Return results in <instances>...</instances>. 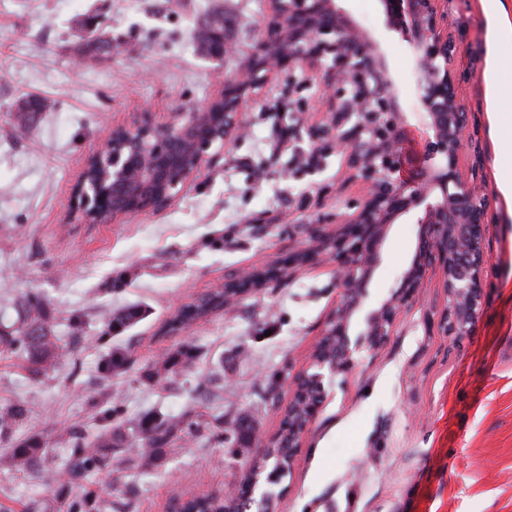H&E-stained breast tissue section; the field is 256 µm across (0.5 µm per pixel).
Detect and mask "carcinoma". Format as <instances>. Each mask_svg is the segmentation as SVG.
Instances as JSON below:
<instances>
[{
  "mask_svg": "<svg viewBox=\"0 0 512 512\" xmlns=\"http://www.w3.org/2000/svg\"><path fill=\"white\" fill-rule=\"evenodd\" d=\"M224 38V23L216 19L206 24L199 34V49L208 58L219 57V45ZM83 49L89 53H112V37L97 30L95 35L86 37ZM50 110L47 101L40 97H25L17 105L15 128L27 129L41 118L42 113ZM224 287L210 293L209 298L193 305V309L175 315L168 323L173 331L186 328L194 320L207 315L224 303ZM149 315L144 306H134L113 315L107 327V333L113 334L130 328ZM55 317L49 303L34 295H25L18 304V325H0V350L16 355L24 362L25 370L34 379H40L54 370L60 363L62 354L55 330ZM196 347L191 342L165 353L152 369L143 373L147 383H159L174 378L194 358ZM131 366L130 355L114 349L103 360L101 370L105 377L119 376ZM29 408L22 402H16L0 409V446L8 449L14 466L20 469L36 468L48 483L61 484L64 479L43 466V440L29 436H18L24 425ZM97 434L89 439L82 434L74 436L69 465L64 473L73 479L85 478L106 466L114 448L132 447L138 449L140 459L152 463L159 459L163 450L172 446L175 425L165 416L156 412H147L134 420L116 423L112 415V406H107L97 416ZM255 428L252 421L243 418L231 428L232 441L245 443L252 439ZM290 471L288 449L276 448L274 455L255 459L250 464L248 480L255 483L261 475H266L268 483L282 478ZM262 512V499L244 498L238 502H228L223 495H204L191 497L182 502L178 512ZM70 512H101V504L94 494H87L72 503Z\"/></svg>",
  "mask_w": 512,
  "mask_h": 512,
  "instance_id": "cac0c4a2",
  "label": "carcinoma"
}]
</instances>
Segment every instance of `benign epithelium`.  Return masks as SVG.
I'll use <instances>...</instances> for the list:
<instances>
[{
    "label": "benign epithelium",
    "instance_id": "1",
    "mask_svg": "<svg viewBox=\"0 0 512 512\" xmlns=\"http://www.w3.org/2000/svg\"><path fill=\"white\" fill-rule=\"evenodd\" d=\"M390 22L407 36L415 53L418 113L426 137L427 160L445 165L408 169L404 141L408 121L380 44L363 33L339 0H270L274 33L262 38L245 66L224 79V89L206 104L174 112L159 124L144 117L131 127L115 126L85 159L71 188L69 224H110L167 206L174 190L190 182L208 150L243 129L241 108L254 90L287 65H298L334 88L318 130H330L345 157L348 178L362 186L363 200L336 218V232L316 229L311 241L288 254V261L254 267L224 281L237 297L255 291L267 277L285 269L324 261L336 265L341 300L325 322L308 368L293 378L288 402V460L294 462L302 439L327 398L325 380L345 375L354 353L380 349L401 311L412 305L431 271L439 274L445 307L438 328L445 336H468L480 316L490 268L486 241L495 224L491 202L463 166L468 112L456 71L460 51L448 28L447 0H382ZM413 214L417 250L391 296L365 309L367 288L381 261L390 224ZM364 328L350 337L354 316ZM304 420L293 421L299 403Z\"/></svg>",
    "mask_w": 512,
    "mask_h": 512
}]
</instances>
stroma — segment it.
I'll use <instances>...</instances> for the list:
<instances>
[{"label": "stroma", "mask_w": 512, "mask_h": 512, "mask_svg": "<svg viewBox=\"0 0 512 512\" xmlns=\"http://www.w3.org/2000/svg\"><path fill=\"white\" fill-rule=\"evenodd\" d=\"M360 30L379 41L399 104L418 129L414 56L387 30L380 0H343ZM223 14L234 53L204 57L198 34ZM94 17L115 49L80 51L77 20ZM271 20L268 0H0V322L13 323L23 295L53 308L66 353L47 377L28 379L16 356L0 352V407L30 409L22 435L42 438L49 467L70 458V435L96 431L90 392L111 390L118 421L156 411L179 425L178 444L144 468L135 449L69 487L50 485L9 464L0 447V504L15 512H69L84 488L109 512H173L175 499L224 493L279 429L289 384L307 366L325 321L341 298L328 266L267 283L232 310L214 311L171 335L163 327L184 304L239 269L284 261L313 229L333 231L363 194L341 178L334 137L311 121L326 89L302 69L268 81L243 108V133L209 152L173 202L109 224L65 221L71 186L85 157L113 125L143 113L159 123L217 95L244 66ZM448 25L461 43L457 72L469 114L466 165L490 196L497 227L487 243L490 269L481 316L461 339L439 335L434 314L446 298L428 277L386 343L360 351L335 378L305 433L278 512H512V70L492 72L499 42L496 0H448ZM31 94L51 105L28 131L14 130V105ZM318 167H307L310 156ZM418 245L413 215L391 224L368 305L392 293ZM125 286L114 289L116 280ZM150 314L115 337L103 332L131 304ZM83 320L71 335L70 317ZM192 342L198 356L173 385L142 373L165 352ZM126 349L129 371H98L112 348ZM276 400L264 404L268 383ZM254 418L258 438L229 445L222 433L192 437L215 416ZM125 481L112 485L111 472Z\"/></svg>", "instance_id": "obj_1"}]
</instances>
